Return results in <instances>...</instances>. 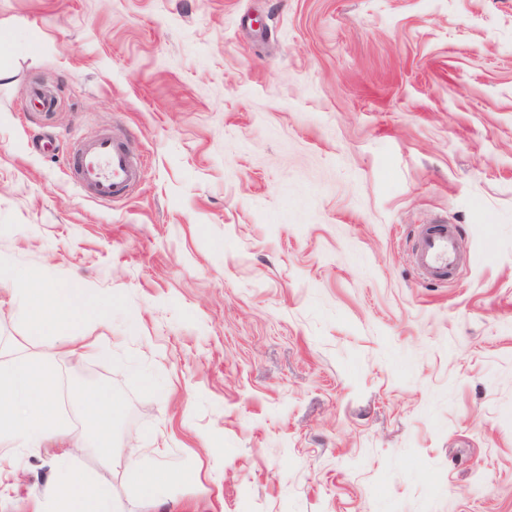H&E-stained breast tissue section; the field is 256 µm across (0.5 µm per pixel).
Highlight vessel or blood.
<instances>
[{
  "instance_id": "obj_1",
  "label": "vessel or blood",
  "mask_w": 512,
  "mask_h": 512,
  "mask_svg": "<svg viewBox=\"0 0 512 512\" xmlns=\"http://www.w3.org/2000/svg\"><path fill=\"white\" fill-rule=\"evenodd\" d=\"M68 165L77 183L101 201L124 197L140 178L124 141L109 132L87 141L70 156ZM458 233L453 224L422 227L415 249V265L423 279L437 284L456 277L461 265Z\"/></svg>"
}]
</instances>
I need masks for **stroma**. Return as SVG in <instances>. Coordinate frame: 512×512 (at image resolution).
<instances>
[{"mask_svg": "<svg viewBox=\"0 0 512 512\" xmlns=\"http://www.w3.org/2000/svg\"><path fill=\"white\" fill-rule=\"evenodd\" d=\"M106 130L142 175L101 203L67 160ZM441 223L467 261L427 286ZM1 260L103 305L34 336L0 281V365H44L118 512L82 374L117 454L193 471L163 512H512V0H0ZM61 451L0 512H46ZM458 227L454 224H425L415 249V265L424 280L452 281L460 268ZM76 400L87 414L93 416L100 447H104L112 456V420L119 409L114 400L112 401V394L90 390L78 395Z\"/></svg>", "mask_w": 512, "mask_h": 512, "instance_id": "35a3bbf8", "label": "stroma"}]
</instances>
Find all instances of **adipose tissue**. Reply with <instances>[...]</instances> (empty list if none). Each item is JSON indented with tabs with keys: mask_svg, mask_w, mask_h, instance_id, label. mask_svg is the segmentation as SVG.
<instances>
[{
	"mask_svg": "<svg viewBox=\"0 0 512 512\" xmlns=\"http://www.w3.org/2000/svg\"><path fill=\"white\" fill-rule=\"evenodd\" d=\"M33 335L54 334L56 325L69 317L89 318L98 308L89 289L71 283L46 286L35 279L19 281L13 291ZM78 403L92 415L101 447H112V420L118 410L111 395L98 390L81 393ZM55 392L44 366L18 358L0 366V444L36 448L46 439L61 435L54 411ZM53 512H109L110 485L97 482L81 468L69 467L46 491Z\"/></svg>",
	"mask_w": 512,
	"mask_h": 512,
	"instance_id": "ef3b65f1",
	"label": "adipose tissue"
}]
</instances>
